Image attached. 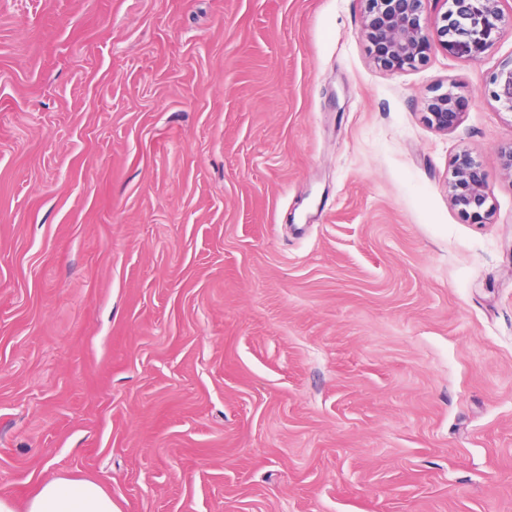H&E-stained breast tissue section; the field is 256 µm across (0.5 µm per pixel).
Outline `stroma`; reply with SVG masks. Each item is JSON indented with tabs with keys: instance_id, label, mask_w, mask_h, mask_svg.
I'll return each instance as SVG.
<instances>
[{
	"instance_id": "35a3bbf8",
	"label": "stroma",
	"mask_w": 512,
	"mask_h": 512,
	"mask_svg": "<svg viewBox=\"0 0 512 512\" xmlns=\"http://www.w3.org/2000/svg\"><path fill=\"white\" fill-rule=\"evenodd\" d=\"M363 21L0 0V496L512 512V23L393 72ZM463 153L492 223L448 199ZM468 103L452 92H444L433 96L427 105V124L439 131L456 128L462 120ZM24 512H119L97 482L58 476L44 481L26 500Z\"/></svg>"
}]
</instances>
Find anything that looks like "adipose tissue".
Listing matches in <instances>:
<instances>
[{"label": "adipose tissue", "mask_w": 512, "mask_h": 512, "mask_svg": "<svg viewBox=\"0 0 512 512\" xmlns=\"http://www.w3.org/2000/svg\"><path fill=\"white\" fill-rule=\"evenodd\" d=\"M0 512H119L111 496L97 482L58 476L44 481L24 506L0 497Z\"/></svg>", "instance_id": "ef3b65f1"}]
</instances>
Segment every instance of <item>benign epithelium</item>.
I'll return each instance as SVG.
<instances>
[{
	"mask_svg": "<svg viewBox=\"0 0 512 512\" xmlns=\"http://www.w3.org/2000/svg\"><path fill=\"white\" fill-rule=\"evenodd\" d=\"M363 33L373 46L374 58L389 71L412 69L440 48L453 52L463 47L478 60L489 47L488 38L499 30L503 8L508 0H432L434 5H449L436 17L435 37H430L422 13L427 0H364ZM468 103L451 92L433 96L427 105V124L439 131L456 128ZM448 195L454 207L481 223L491 222L493 207L488 204L485 173L467 153L452 163Z\"/></svg>",
	"mask_w": 512,
	"mask_h": 512,
	"instance_id": "1",
	"label": "benign epithelium"
}]
</instances>
